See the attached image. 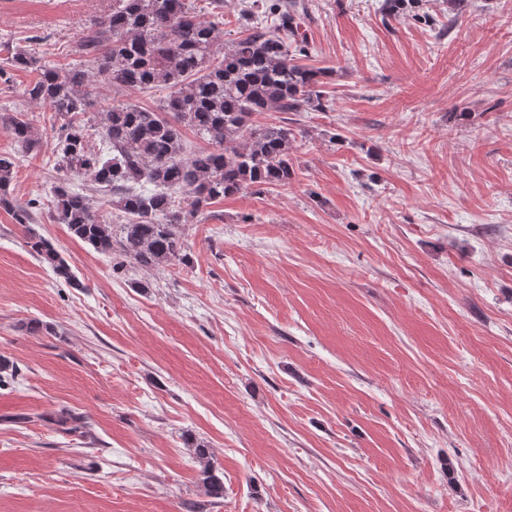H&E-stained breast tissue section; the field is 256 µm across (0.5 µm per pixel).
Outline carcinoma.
<instances>
[{
    "mask_svg": "<svg viewBox=\"0 0 512 512\" xmlns=\"http://www.w3.org/2000/svg\"><path fill=\"white\" fill-rule=\"evenodd\" d=\"M275 17L269 27H251L218 55V25L203 20L186 0H112V12L84 28L77 44L80 63L62 69L22 50L9 64L34 68L40 77L28 90L38 105L49 107L58 127L56 168L84 176L112 195V207L125 224L114 235L93 210L86 194L67 179L52 190L54 218L70 233L104 253H114L143 268L186 258L178 226L212 201L292 178L295 133L286 125L258 124L259 112H305L324 106V79L331 68L301 64L306 39L296 21V4L254 0ZM126 90H168L158 109L132 104L101 111L107 155L88 147L97 81ZM0 123L23 147L37 144L25 115H0ZM193 130L216 145L187 151L182 129ZM14 161L0 155V205L11 207L7 188ZM186 208L176 203V195ZM30 252L60 279L78 285L61 253L32 234ZM202 483L208 495L224 496V474L209 450L197 446Z\"/></svg>",
    "mask_w": 512,
    "mask_h": 512,
    "instance_id": "carcinoma-1",
    "label": "carcinoma"
}]
</instances>
